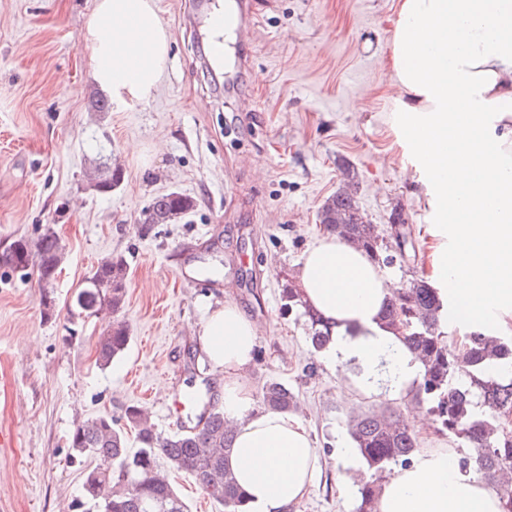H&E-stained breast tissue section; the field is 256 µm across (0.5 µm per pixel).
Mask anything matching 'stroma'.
Masks as SVG:
<instances>
[{"mask_svg":"<svg viewBox=\"0 0 512 512\" xmlns=\"http://www.w3.org/2000/svg\"><path fill=\"white\" fill-rule=\"evenodd\" d=\"M252 2L250 33L229 40L223 65L211 67L196 0H157L171 35L157 92L98 112L102 92L81 39L93 0H0V250L48 228L65 245L51 290L36 271L0 269V512H76L87 462L72 457L69 437L80 420L118 419L139 405L158 432L171 433L174 400L221 377L199 336L228 281L259 326L245 382L256 396L270 379L293 387L321 458V479L297 512H354L356 496L340 499L338 486L365 466L341 453L346 417L405 403L341 395V370L311 351L282 289L348 172L367 220L403 217L415 274H432L435 221L386 122L380 58L397 0ZM243 97L256 100L255 111H238ZM99 162L122 170L105 195L86 182ZM172 190L194 209L174 224L144 225L152 200ZM108 256L128 263L119 316L131 339L101 368L95 341L112 318L79 315L72 302Z\"/></svg>","mask_w":512,"mask_h":512,"instance_id":"1","label":"stroma"}]
</instances>
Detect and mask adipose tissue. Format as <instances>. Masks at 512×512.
Segmentation results:
<instances>
[{
	"label": "adipose tissue",
	"instance_id": "ef3b65f1",
	"mask_svg": "<svg viewBox=\"0 0 512 512\" xmlns=\"http://www.w3.org/2000/svg\"><path fill=\"white\" fill-rule=\"evenodd\" d=\"M383 65L390 122L424 171L440 242L432 256L440 303L456 320L512 324V0H397ZM92 77L117 110L152 97L170 34L156 0H94L82 31ZM303 301L334 332L322 352L336 368L359 364L340 384L398 399L422 377L416 356L383 323L394 284L360 248L318 236L297 272ZM208 359L223 373L220 405L235 429L228 465L247 512H290L316 483L318 450L303 421L255 407L243 380L258 326L232 299L204 321ZM452 448L421 449L383 486L378 512H502L493 487L463 472Z\"/></svg>",
	"mask_w": 512,
	"mask_h": 512
}]
</instances>
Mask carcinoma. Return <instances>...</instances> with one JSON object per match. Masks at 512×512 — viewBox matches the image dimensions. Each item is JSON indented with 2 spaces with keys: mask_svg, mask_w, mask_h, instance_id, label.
I'll return each mask as SVG.
<instances>
[{
  "mask_svg": "<svg viewBox=\"0 0 512 512\" xmlns=\"http://www.w3.org/2000/svg\"><path fill=\"white\" fill-rule=\"evenodd\" d=\"M121 180V172L102 168L93 189L107 194ZM352 179L328 197L318 212L325 231L358 243L380 266L400 262L405 267L410 228L357 222L358 202ZM194 208V201L178 192L157 196L144 223L173 224ZM21 247L0 252V268L28 260L36 268L44 288L53 286L64 259L62 240L47 229L35 243L19 239ZM128 288L127 262L121 257L102 260L92 268L74 295L73 305L90 317L103 310L117 313L125 304ZM288 309L296 308L305 318L312 348L319 352L331 340V327L301 299L297 287L284 285ZM385 324L396 330L407 346L418 353L423 376L413 398L430 404L436 432L459 448L472 453L459 459L461 470L478 474L495 487L503 512H512V434L504 429L505 416L512 415V376L491 377L485 367L492 362L512 364V338L497 339L481 326H471L457 347L445 339L444 318L435 288L423 277L402 283L383 312ZM130 342L129 330L114 321L95 342L96 363L103 367L121 356ZM267 409L294 412L299 395L294 389L268 380L261 390ZM346 426L369 475L359 479L356 512H377L381 483L394 467L408 464L420 450L411 426L395 410L348 417ZM135 433L137 449L129 447V432ZM233 431L218 406L204 408L190 431L162 436L156 432L143 408L132 405L124 413V425L112 416L99 415L78 423L70 436V447L81 457L101 460L106 466L87 469L82 478L80 505L95 512H188L171 485L167 472L190 475L224 512H246L244 494L228 467Z\"/></svg>",
  "mask_w": 512,
  "mask_h": 512,
  "instance_id": "carcinoma-1",
  "label": "carcinoma"
}]
</instances>
